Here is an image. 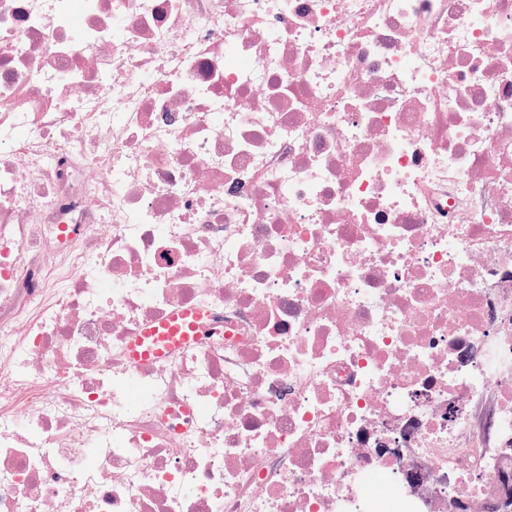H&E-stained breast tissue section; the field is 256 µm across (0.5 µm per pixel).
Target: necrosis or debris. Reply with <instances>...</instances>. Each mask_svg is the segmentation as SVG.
<instances>
[{
  "label": "necrosis or debris",
  "mask_w": 512,
  "mask_h": 512,
  "mask_svg": "<svg viewBox=\"0 0 512 512\" xmlns=\"http://www.w3.org/2000/svg\"><path fill=\"white\" fill-rule=\"evenodd\" d=\"M511 478L512 0H0V512ZM190 318L191 320H189ZM199 319L198 315L192 316L188 312L175 313L159 327L154 326L146 329L142 334L144 339L134 349L133 355L136 358L163 355L170 346L169 342L175 336H188V331H194L197 328Z\"/></svg>",
  "instance_id": "necrosis-or-debris-1"
}]
</instances>
